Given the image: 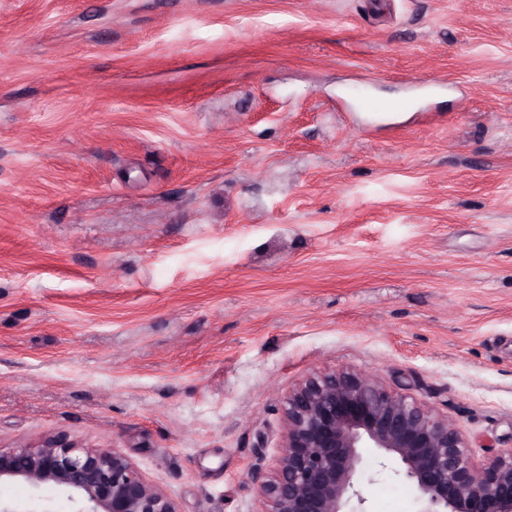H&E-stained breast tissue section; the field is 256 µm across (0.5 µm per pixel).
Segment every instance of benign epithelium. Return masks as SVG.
<instances>
[{"mask_svg":"<svg viewBox=\"0 0 512 512\" xmlns=\"http://www.w3.org/2000/svg\"><path fill=\"white\" fill-rule=\"evenodd\" d=\"M283 449L273 478L256 473L269 512H372L363 480L369 449L414 493L416 512H512V448L472 458L448 416L374 376L340 370L302 381L284 407ZM31 496L0 512H55L54 486L71 512H177L166 493L113 448L88 449L66 434L0 448V483Z\"/></svg>","mask_w":512,"mask_h":512,"instance_id":"obj_1","label":"benign epithelium"}]
</instances>
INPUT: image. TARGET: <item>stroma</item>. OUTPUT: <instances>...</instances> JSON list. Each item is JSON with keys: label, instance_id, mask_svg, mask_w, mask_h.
<instances>
[{"label": "stroma", "instance_id": "35a3bbf8", "mask_svg": "<svg viewBox=\"0 0 512 512\" xmlns=\"http://www.w3.org/2000/svg\"><path fill=\"white\" fill-rule=\"evenodd\" d=\"M340 369L512 448V0H0V446L266 512Z\"/></svg>", "mask_w": 512, "mask_h": 512}]
</instances>
